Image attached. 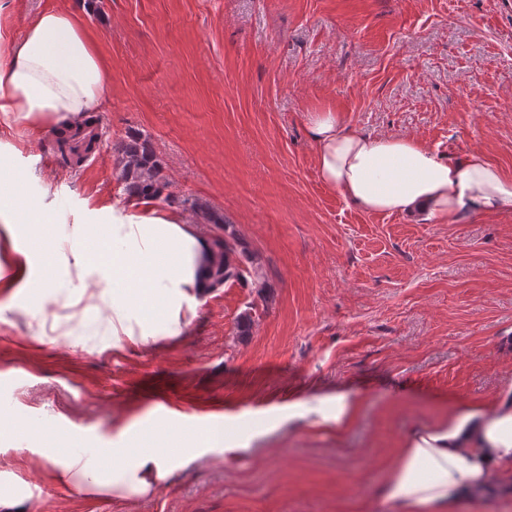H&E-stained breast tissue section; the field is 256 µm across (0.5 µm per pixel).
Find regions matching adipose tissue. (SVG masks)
Returning <instances> with one entry per match:
<instances>
[{
    "label": "adipose tissue",
    "mask_w": 512,
    "mask_h": 512,
    "mask_svg": "<svg viewBox=\"0 0 512 512\" xmlns=\"http://www.w3.org/2000/svg\"><path fill=\"white\" fill-rule=\"evenodd\" d=\"M80 11L36 12L21 34L12 31L9 0H0V123L28 132L46 126L74 128L105 102L109 72L79 23ZM321 181L364 210L378 214H424L444 222L465 213L512 208V175L484 154L448 162L417 140L364 135L340 112L308 113ZM18 145L0 139V225L13 247L9 276L0 288L47 294L59 272L73 274L87 291L88 309L111 313L113 336L144 347L176 335L210 295L217 257L208 236L185 214L147 210L129 213L117 203L86 210L98 233L76 230L59 249L38 228L57 223L60 208L47 204L29 179L19 177ZM250 437L216 425L203 432L170 425L154 436H131L118 448L101 449L106 474L89 472L90 489L146 494L171 472V458L188 462L212 448H245ZM512 469V396L451 414L447 422L409 433L398 463L381 492L400 512H452L461 495H480Z\"/></svg>",
    "instance_id": "obj_1"
}]
</instances>
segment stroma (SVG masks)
Wrapping results in <instances>:
<instances>
[{
    "instance_id": "obj_1",
    "label": "stroma",
    "mask_w": 512,
    "mask_h": 512,
    "mask_svg": "<svg viewBox=\"0 0 512 512\" xmlns=\"http://www.w3.org/2000/svg\"><path fill=\"white\" fill-rule=\"evenodd\" d=\"M84 23L110 68L95 151L73 166L52 128L0 125L66 212L47 234L67 245L88 199L139 210L117 147L140 135L169 181L158 207L223 214L203 232L249 243L267 287L218 288L145 348L75 312L67 275L42 300L0 291V512H396L380 486L406 436L512 393V210L367 212L321 182L306 115L511 172L512 0H96ZM337 390L356 405L346 428L289 418ZM170 418L255 439L142 497L59 479L25 434H78L95 467Z\"/></svg>"
}]
</instances>
